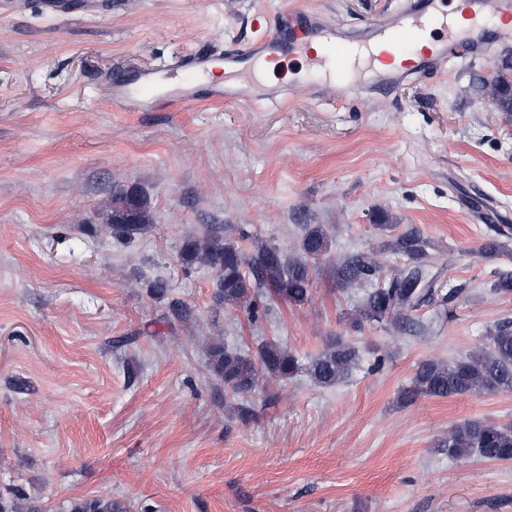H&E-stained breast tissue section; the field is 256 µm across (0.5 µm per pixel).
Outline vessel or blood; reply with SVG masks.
<instances>
[{
    "label": "vessel or blood",
    "instance_id": "1",
    "mask_svg": "<svg viewBox=\"0 0 512 512\" xmlns=\"http://www.w3.org/2000/svg\"><path fill=\"white\" fill-rule=\"evenodd\" d=\"M463 24H456L447 16H435L417 9L402 15L378 20L374 25L372 41L353 46L335 40L329 24H322V52L310 59L311 65L338 73L350 72L360 59L368 63L379 62L396 83L437 71L448 56L475 58L481 48L479 36L487 23L503 13L512 14V0H460ZM434 25L435 38L429 47H422L427 25ZM276 36L269 35L240 48L228 45L224 62L235 65L242 58H266L274 61L278 56Z\"/></svg>",
    "mask_w": 512,
    "mask_h": 512
}]
</instances>
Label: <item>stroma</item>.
Returning a JSON list of instances; mask_svg holds the SVG:
<instances>
[{
	"label": "stroma",
	"mask_w": 512,
	"mask_h": 512,
	"mask_svg": "<svg viewBox=\"0 0 512 512\" xmlns=\"http://www.w3.org/2000/svg\"><path fill=\"white\" fill-rule=\"evenodd\" d=\"M405 0H12L0 9V489L44 512L109 496L127 512H512V461L448 455V433L512 425V391L400 404L428 359L482 348L512 318V112L480 90L512 28L490 25L486 57L443 63L389 93L383 75L331 81L291 53L313 23L361 44ZM293 10L283 61L235 100L174 65L257 39L258 15ZM155 96L119 109L116 82ZM195 92L182 107L176 95ZM138 187L152 229L112 235V191ZM220 224L224 240L300 258L308 224L329 249L310 264L311 299H214L219 273L179 247ZM415 228L457 299L411 312L414 331L356 321L352 255L382 274ZM500 237L503 249L482 255ZM168 280L164 296L154 280ZM362 363L334 386L258 372L225 386L211 351L259 362L277 343L301 362L334 339Z\"/></svg>",
	"instance_id": "stroma-1"
}]
</instances>
